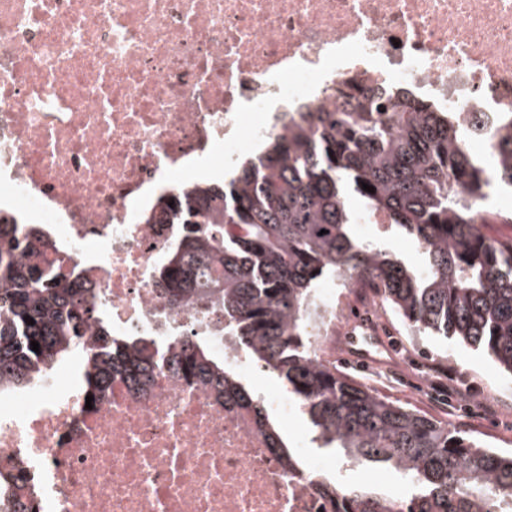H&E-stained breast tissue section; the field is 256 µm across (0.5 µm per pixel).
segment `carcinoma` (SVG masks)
<instances>
[{
	"label": "carcinoma",
	"mask_w": 512,
	"mask_h": 512,
	"mask_svg": "<svg viewBox=\"0 0 512 512\" xmlns=\"http://www.w3.org/2000/svg\"><path fill=\"white\" fill-rule=\"evenodd\" d=\"M491 143L493 179L459 142L458 126L427 103L354 96L307 113L212 192L184 191L163 203L168 223L189 226L158 271L166 302L224 309L226 333L299 404L317 447L347 465L381 464L400 474L411 493L397 512H491L489 488L512 493V454L375 395L318 360L306 333L309 301L326 277L362 283L419 335L481 349L512 374V241L489 243L468 205L495 180L512 187L511 121L494 128ZM352 193L417 244L422 267L355 237ZM15 224L13 214H0V388L47 377L88 333L90 289L73 277V258L46 262L39 225L1 230ZM100 335L104 345L84 350L81 372L93 402L116 379L141 384L154 367L171 365L244 409L269 448L294 464L266 405L206 342L171 336L162 352L150 336L114 338L105 325ZM25 482L19 472H0V512H34L12 492ZM344 493L343 512L383 508L381 494L363 486Z\"/></svg>",
	"instance_id": "1"
}]
</instances>
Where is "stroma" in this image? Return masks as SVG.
<instances>
[{
    "label": "stroma",
    "instance_id": "1",
    "mask_svg": "<svg viewBox=\"0 0 512 512\" xmlns=\"http://www.w3.org/2000/svg\"><path fill=\"white\" fill-rule=\"evenodd\" d=\"M412 352L417 382L407 381L401 369L372 373L353 366L346 375L374 393L432 417L449 428L476 437L480 444L512 452V425H502L504 411L512 410V376L502 373L483 350L424 339L404 331L396 337L394 352ZM452 373L453 384L470 390L472 398L461 401L447 397L435 387L434 367Z\"/></svg>",
    "mask_w": 512,
    "mask_h": 512
}]
</instances>
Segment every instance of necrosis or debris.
<instances>
[{
	"label": "necrosis or debris",
	"mask_w": 512,
	"mask_h": 512,
	"mask_svg": "<svg viewBox=\"0 0 512 512\" xmlns=\"http://www.w3.org/2000/svg\"><path fill=\"white\" fill-rule=\"evenodd\" d=\"M401 92L463 113L486 153L512 113V0H0V201L72 255L113 336L205 339L280 424L299 408L224 333L221 311L166 307L157 269L181 227L159 199L232 177L291 116L344 95ZM319 283V356L394 335L379 298ZM293 441L288 465L244 411L170 369L113 382L86 410L57 370L0 393V467L20 465L37 512H334L316 483L335 455Z\"/></svg>",
	"instance_id": "necrosis-or-debris-1"
}]
</instances>
